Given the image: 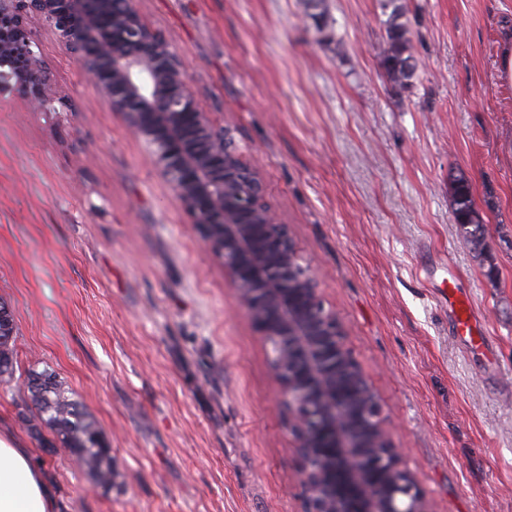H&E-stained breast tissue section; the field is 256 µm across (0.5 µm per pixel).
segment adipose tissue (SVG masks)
<instances>
[{"label":"adipose tissue","mask_w":512,"mask_h":512,"mask_svg":"<svg viewBox=\"0 0 512 512\" xmlns=\"http://www.w3.org/2000/svg\"><path fill=\"white\" fill-rule=\"evenodd\" d=\"M0 512H60L36 454L6 425H0Z\"/></svg>","instance_id":"adipose-tissue-1"}]
</instances>
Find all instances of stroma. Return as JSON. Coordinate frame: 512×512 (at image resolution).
Masks as SVG:
<instances>
[{
	"mask_svg": "<svg viewBox=\"0 0 512 512\" xmlns=\"http://www.w3.org/2000/svg\"><path fill=\"white\" fill-rule=\"evenodd\" d=\"M133 2L262 174L428 512H512V87L496 79L512 0H401L404 88L380 64L387 0ZM31 34L68 107L0 95V302L17 362L0 419L63 512H304L269 345L145 142L42 22ZM460 173L482 252L454 222ZM451 271L488 355L453 337ZM44 367L98 421L112 488L29 426L24 381Z\"/></svg>",
	"mask_w": 512,
	"mask_h": 512,
	"instance_id": "obj_1",
	"label": "stroma"
}]
</instances>
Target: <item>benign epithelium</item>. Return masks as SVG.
I'll return each instance as SVG.
<instances>
[{"mask_svg":"<svg viewBox=\"0 0 512 512\" xmlns=\"http://www.w3.org/2000/svg\"><path fill=\"white\" fill-rule=\"evenodd\" d=\"M41 21L150 148L176 202L221 262L262 336L293 417L306 512H427L383 430L380 403L346 344L260 172L199 108L165 36L131 0H0V94L65 106L31 36Z\"/></svg>","mask_w":512,"mask_h":512,"instance_id":"1","label":"benign epithelium"}]
</instances>
